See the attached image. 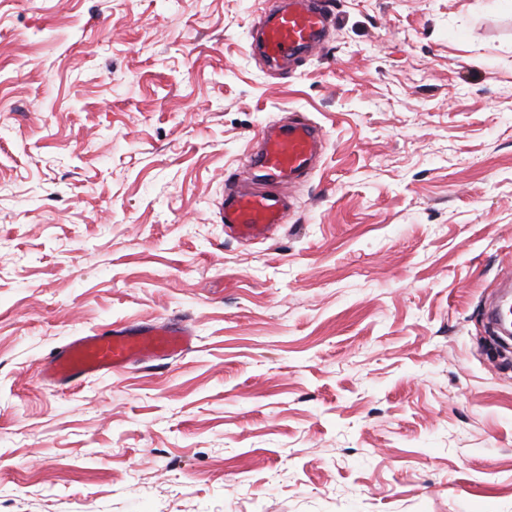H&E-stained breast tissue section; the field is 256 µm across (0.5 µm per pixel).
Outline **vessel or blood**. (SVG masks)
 Returning <instances> with one entry per match:
<instances>
[{
	"mask_svg": "<svg viewBox=\"0 0 512 512\" xmlns=\"http://www.w3.org/2000/svg\"><path fill=\"white\" fill-rule=\"evenodd\" d=\"M332 18L322 0H288L287 5L264 8L259 25L265 57L282 70L299 56L320 53ZM257 138L261 148L249 153L248 166L258 172L261 188L229 190L219 206L221 223L243 242L270 238L287 222L290 190L312 173L324 135L298 121L264 128ZM192 344L191 332L182 325L117 323L60 347L46 362L44 374L69 384L136 363L177 357Z\"/></svg>",
	"mask_w": 512,
	"mask_h": 512,
	"instance_id": "obj_1",
	"label": "vessel or blood"
}]
</instances>
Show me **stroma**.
<instances>
[{
	"label": "stroma",
	"mask_w": 512,
	"mask_h": 512,
	"mask_svg": "<svg viewBox=\"0 0 512 512\" xmlns=\"http://www.w3.org/2000/svg\"><path fill=\"white\" fill-rule=\"evenodd\" d=\"M0 0V512H512V0ZM326 134L288 222L225 232L269 125ZM186 356L47 381L73 338ZM333 18L326 3L289 0L288 5L265 7L260 15L263 52L268 61L284 71L301 55L321 52L324 34ZM192 344V333L182 325L117 323L60 347L45 363L44 374L52 381L69 384L132 364L177 357Z\"/></svg>",
	"instance_id": "obj_1"
}]
</instances>
